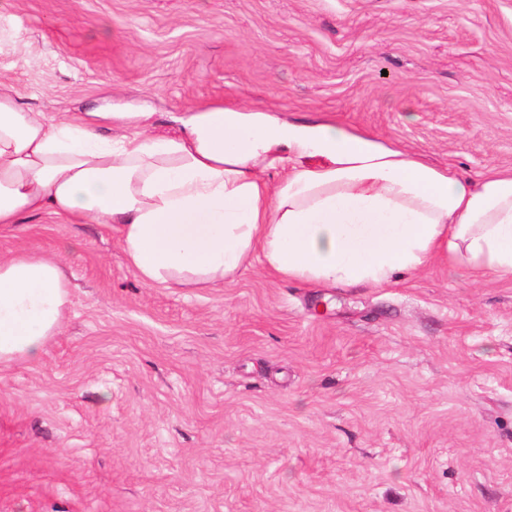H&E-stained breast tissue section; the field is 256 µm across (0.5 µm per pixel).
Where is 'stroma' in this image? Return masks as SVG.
Listing matches in <instances>:
<instances>
[{
	"instance_id": "35a3bbf8",
	"label": "stroma",
	"mask_w": 512,
	"mask_h": 512,
	"mask_svg": "<svg viewBox=\"0 0 512 512\" xmlns=\"http://www.w3.org/2000/svg\"><path fill=\"white\" fill-rule=\"evenodd\" d=\"M0 81L48 116L246 107L512 171V0H0ZM19 249L70 303L0 365V512H512V276L149 286L48 213Z\"/></svg>"
}]
</instances>
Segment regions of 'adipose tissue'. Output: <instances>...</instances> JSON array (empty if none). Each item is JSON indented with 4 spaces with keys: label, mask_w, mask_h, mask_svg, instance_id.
Masks as SVG:
<instances>
[{
    "label": "adipose tissue",
    "mask_w": 512,
    "mask_h": 512,
    "mask_svg": "<svg viewBox=\"0 0 512 512\" xmlns=\"http://www.w3.org/2000/svg\"><path fill=\"white\" fill-rule=\"evenodd\" d=\"M108 112L49 117L0 82V229L51 213L111 225L149 285L212 288L261 258L288 280L382 286L442 257L512 275V172L463 178L328 122L204 108L175 135L101 139ZM54 259L0 258V364L37 360L63 324Z\"/></svg>",
    "instance_id": "obj_1"
}]
</instances>
